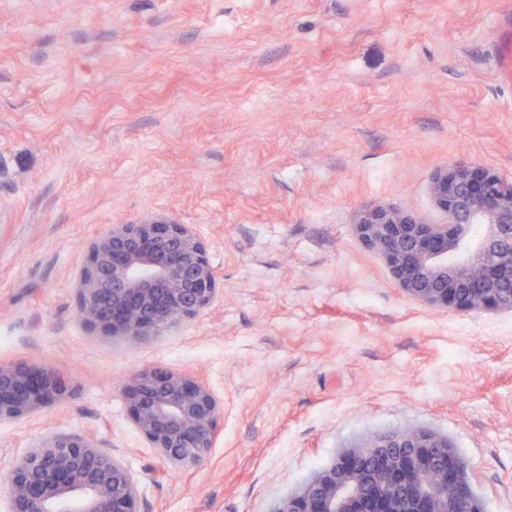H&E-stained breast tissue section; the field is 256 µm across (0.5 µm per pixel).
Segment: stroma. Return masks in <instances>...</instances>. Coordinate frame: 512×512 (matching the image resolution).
<instances>
[{"label":"stroma","instance_id":"obj_1","mask_svg":"<svg viewBox=\"0 0 512 512\" xmlns=\"http://www.w3.org/2000/svg\"><path fill=\"white\" fill-rule=\"evenodd\" d=\"M512 0H0V363L73 395L0 424V475L48 434L93 437L139 512H268L373 434L455 445L483 512H512V312L412 299L357 239L389 204L443 224L462 162L512 182V88L484 34ZM187 224L219 292L136 343L89 335L75 275L114 224ZM187 372L224 406L176 469L120 392Z\"/></svg>","mask_w":512,"mask_h":512}]
</instances>
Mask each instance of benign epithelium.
Returning <instances> with one entry per match:
<instances>
[{
	"label": "benign epithelium",
	"mask_w": 512,
	"mask_h": 512,
	"mask_svg": "<svg viewBox=\"0 0 512 512\" xmlns=\"http://www.w3.org/2000/svg\"><path fill=\"white\" fill-rule=\"evenodd\" d=\"M448 223L389 205L356 224L414 300L464 312L512 311V183L450 164L431 186ZM79 317L95 336L137 342L195 317L217 292L203 242L187 224H113L94 239L76 277ZM72 385L52 368L0 363V423L54 405ZM134 428L171 467L203 461L224 409L180 372L141 369L121 386ZM12 512H138L125 463L87 436L35 440L8 474ZM269 512H482L466 464L448 438L423 430L374 435L340 453Z\"/></svg>",
	"instance_id": "1"
}]
</instances>
